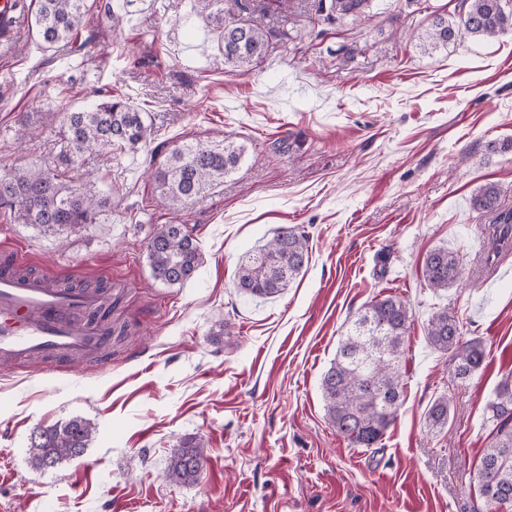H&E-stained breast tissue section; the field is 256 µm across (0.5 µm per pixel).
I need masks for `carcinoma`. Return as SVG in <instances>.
Here are the masks:
<instances>
[{
  "instance_id": "cac0c4a2",
  "label": "carcinoma",
  "mask_w": 512,
  "mask_h": 512,
  "mask_svg": "<svg viewBox=\"0 0 512 512\" xmlns=\"http://www.w3.org/2000/svg\"><path fill=\"white\" fill-rule=\"evenodd\" d=\"M221 2L194 0L218 33L217 48L224 54V62L248 71L266 56L276 34L224 12ZM370 3L330 0L329 12L357 17ZM505 6V0H463L459 21L453 24L437 18L427 39L433 45L444 46L465 37H496L512 29V9ZM85 13V0H40L31 28L46 48L72 43L83 29ZM58 136L61 149L55 169L15 166L0 174V210L18 224L49 231L95 223L107 199L93 198L81 187L65 183V170L113 145L137 151L150 142L151 125L145 113L125 97L117 96L87 110L66 113ZM242 154V147L231 141L224 142L222 148L200 143L171 145L152 173L161 203L178 210L201 197L236 169ZM500 199L501 190L495 183L483 185L470 198L472 210L496 214L492 237L496 247L512 235V211L502 209ZM147 250L152 277L167 285L190 281L203 263V254L184 224L162 225L153 232ZM308 258L306 236L296 227H283L240 265L235 288L252 298H273L297 278ZM462 276L458 253L441 246L426 254L423 279L433 292L448 289ZM410 318L409 308L397 296L385 295L372 301L340 340L336 358L322 378L327 416L336 432L356 448L378 445L398 417L405 386L401 356ZM427 337L435 349L449 354L458 381L470 379L481 369V342L462 336L459 322L448 308L432 313ZM487 411L492 440L479 460L478 491L483 512H502L504 498H512V377L497 387ZM449 416V399L442 395L428 409V426L440 430L447 426ZM90 438V424L79 417L63 424L39 426L29 438L32 466L49 471L80 457ZM203 459L202 444L185 440L172 457L166 477L173 482H192Z\"/></svg>"
}]
</instances>
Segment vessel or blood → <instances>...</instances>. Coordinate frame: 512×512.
I'll use <instances>...</instances> for the list:
<instances>
[{
	"label": "vessel or blood",
	"instance_id": "1",
	"mask_svg": "<svg viewBox=\"0 0 512 512\" xmlns=\"http://www.w3.org/2000/svg\"><path fill=\"white\" fill-rule=\"evenodd\" d=\"M24 263L20 254L0 255V364L34 356L70 362L107 352L102 293L56 287V273L24 274Z\"/></svg>",
	"mask_w": 512,
	"mask_h": 512
}]
</instances>
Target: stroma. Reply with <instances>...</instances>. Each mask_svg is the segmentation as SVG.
I'll return each instance as SVG.
<instances>
[{"mask_svg":"<svg viewBox=\"0 0 512 512\" xmlns=\"http://www.w3.org/2000/svg\"><path fill=\"white\" fill-rule=\"evenodd\" d=\"M461 0H373L361 17L274 0L252 21L287 29L246 72L225 64L192 0H88L86 47H43L23 26L0 54V169L41 165L59 150L42 113L76 112L96 91L146 112L155 144L231 140L237 169L182 209L156 202L159 155L115 148L73 172L109 205L71 231L18 224L0 212V244L28 269L98 281L112 301L108 368L75 362L0 366V512H478L476 465L488 444L486 403L512 375V250L493 254V216L471 210L496 183L512 210V32L437 49V17ZM122 26L113 29V18ZM187 225L203 254L183 285L155 281L147 244ZM308 239L309 261L280 295H240V263L281 227ZM445 246L464 276L426 287L427 252ZM404 300V402L375 448L338 435L321 380L342 336L371 301ZM446 307L485 350L481 370L452 392L442 431L431 403L454 366L426 325ZM81 417L85 453L52 471L29 459L34 427ZM204 446L196 481L166 477L181 442Z\"/></svg>","mask_w":512,"mask_h":512,"instance_id":"obj_1","label":"stroma"}]
</instances>
